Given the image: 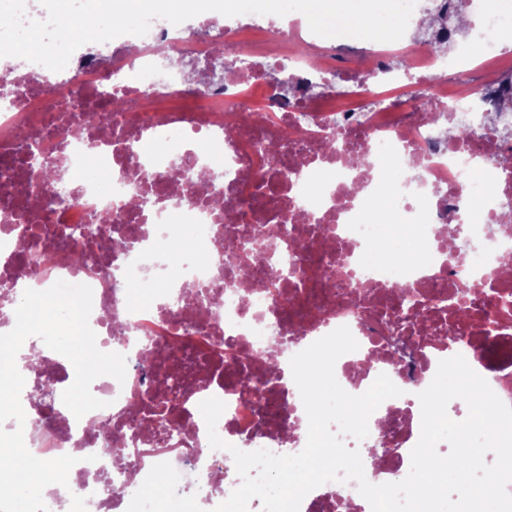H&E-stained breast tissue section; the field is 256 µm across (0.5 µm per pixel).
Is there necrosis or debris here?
<instances>
[{"label":"necrosis or debris","instance_id":"necrosis-or-debris-1","mask_svg":"<svg viewBox=\"0 0 512 512\" xmlns=\"http://www.w3.org/2000/svg\"><path fill=\"white\" fill-rule=\"evenodd\" d=\"M500 2L474 0L477 20L463 59L438 53L448 33L436 27L401 44L399 72L388 67L387 51L363 50L348 70L356 94L367 98L380 87L399 92L400 112L340 107L333 94L325 107L308 108V82L325 84L335 74L334 47L322 48L320 59L305 57L296 48L315 44L316 35L284 26L278 51L239 52L240 44L267 33L269 23L258 14L225 18L221 39L235 53L237 74L198 93L185 65L204 71L213 43L195 38L189 24L160 18L150 25V40L122 35L105 42L106 73L79 52L61 75L0 59V84L11 92L0 106V277L28 265L31 287L59 280L88 285L99 349L126 358L124 381L107 375L93 381L103 406L83 417L60 400L22 397L29 451L44 460L78 459L67 488L44 492L49 512H110L116 498L129 512H160L171 500L219 505L240 483L230 447L296 454L308 424L294 380H271L255 398L241 393L240 378L255 370L258 357L276 350L289 363L341 326L359 344L335 364L343 389L362 394L382 374L406 382L402 396L370 416L364 440H345L361 452L388 440L376 483L407 476L421 432L418 395L440 360L462 355L512 406V305L496 304L501 297L512 302V276L503 271L512 263V113L489 114L512 91V72L470 78L471 62L502 55L512 43ZM157 41L167 48V66L156 59ZM282 65L290 94L267 99L264 133L256 135L245 107L255 91L266 90L265 69ZM417 77L427 95L423 105L406 90ZM105 87L132 99L134 114L114 112L100 95ZM477 101L486 107L472 119L469 138H453ZM89 105L107 123L78 122ZM331 137L336 145L329 150ZM272 141L280 146L274 159L266 150ZM218 153L229 200L223 211L196 182L197 172H211ZM181 157L191 167L176 188L169 174ZM484 165L487 177L472 191V171ZM45 166L72 187L71 204L53 203L57 183L43 179ZM381 196L399 216L400 236L373 211L372 200ZM106 215L112 223L96 236L87 266H74L80 249L68 242L22 251L28 225L52 231ZM283 221L302 249L276 237ZM232 233L264 240L259 266L284 258L296 274L273 293L256 287L224 248ZM133 282L157 285L151 303L131 302ZM401 285L420 302L397 325L391 313L402 307L393 296ZM462 300L472 305L470 317H453ZM490 319L499 330L486 331ZM175 369L192 391L180 405L178 428L159 446L135 421ZM210 397L225 404L216 424L223 450L211 449L199 411ZM115 438L118 457L106 451ZM161 471L171 476L163 497L146 496ZM315 507L371 512L353 481L312 490L300 512Z\"/></svg>","mask_w":512,"mask_h":512}]
</instances>
